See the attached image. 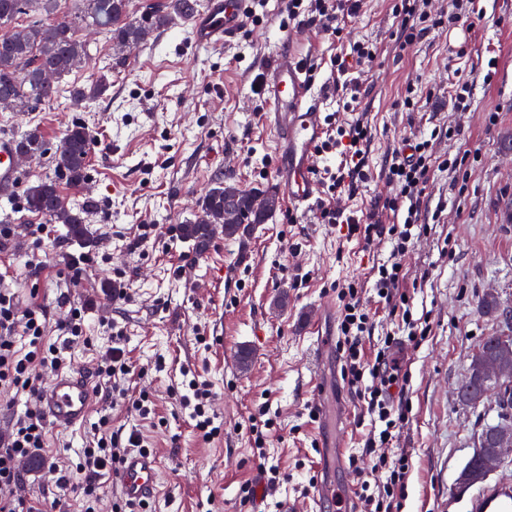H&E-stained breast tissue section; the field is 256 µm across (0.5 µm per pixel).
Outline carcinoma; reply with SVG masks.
<instances>
[{
	"mask_svg": "<svg viewBox=\"0 0 512 512\" xmlns=\"http://www.w3.org/2000/svg\"><path fill=\"white\" fill-rule=\"evenodd\" d=\"M59 0H0V112H24L51 101L58 93L56 80L72 72L92 57L90 44L74 35L76 25L96 28L110 35L118 53L131 45L144 43L149 35L169 26L175 20H189L199 8L198 0H165L148 4L141 14L130 15L129 0H81L69 15L58 10ZM25 22L18 25L19 18ZM109 87L106 73L87 85L69 90L71 103L91 108ZM90 133L82 123L71 125L55 156V175L46 177L26 191L28 210L41 213L67 228L70 239L87 245L92 242L85 209L67 205L60 195L58 179L78 186L87 177ZM21 151L39 153L43 139L37 129L23 134L17 142ZM262 189L248 193L224 183L218 177L213 187L198 200L199 215L180 227L181 238L192 244L199 255L210 247L213 239L245 237L252 225L263 224L271 212L257 214L251 210L252 197ZM238 197L237 206L243 221L227 224L224 200Z\"/></svg>",
	"mask_w": 512,
	"mask_h": 512,
	"instance_id": "cac0c4a2",
	"label": "carcinoma"
}]
</instances>
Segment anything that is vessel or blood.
<instances>
[{
	"label": "vessel or blood",
	"mask_w": 512,
	"mask_h": 512,
	"mask_svg": "<svg viewBox=\"0 0 512 512\" xmlns=\"http://www.w3.org/2000/svg\"><path fill=\"white\" fill-rule=\"evenodd\" d=\"M248 18V0H210L205 12L194 19L197 45L225 43L235 39ZM268 107L264 117L275 142V176L285 188L288 208L301 218L322 199L316 178L317 148L324 132L322 105L328 85L316 82L307 62L291 52L276 54L269 74L261 81ZM17 143L9 132H0V194L16 188ZM312 332L310 357L321 363L335 347L336 329L330 306H322L308 320ZM96 396L92 379L83 372L56 373L43 395L44 417L57 426H73L84 421ZM159 460L143 449L129 448L116 475L124 500L137 503L152 498L157 490ZM339 501L340 512H356L349 492H337L327 481H319L314 505ZM468 512H512V483L503 482L471 497Z\"/></svg>",
	"instance_id": "1"
}]
</instances>
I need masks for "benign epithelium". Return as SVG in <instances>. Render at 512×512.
<instances>
[{"label": "benign epithelium", "mask_w": 512, "mask_h": 512, "mask_svg": "<svg viewBox=\"0 0 512 512\" xmlns=\"http://www.w3.org/2000/svg\"><path fill=\"white\" fill-rule=\"evenodd\" d=\"M512 374V336L505 333L500 336L494 349L483 352L476 350L471 357L466 379L480 384L470 401L479 404L493 393H498L497 419L491 432L482 429L477 434L476 451L472 464L461 475L465 485H475L512 456V408L509 397L512 395L500 391L499 382L504 376Z\"/></svg>", "instance_id": "benign-epithelium-1"}]
</instances>
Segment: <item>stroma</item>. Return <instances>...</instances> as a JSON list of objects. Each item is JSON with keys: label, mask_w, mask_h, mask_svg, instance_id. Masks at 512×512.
I'll list each match as a JSON object with an SVG mask.
<instances>
[{"label": "stroma", "mask_w": 512, "mask_h": 512, "mask_svg": "<svg viewBox=\"0 0 512 512\" xmlns=\"http://www.w3.org/2000/svg\"><path fill=\"white\" fill-rule=\"evenodd\" d=\"M265 2L263 22L246 23L230 47L197 46L191 22L179 21L116 61L108 39L78 29L94 56L60 78L58 98L31 112H0L1 131L18 135L35 127L44 142L39 160L20 164L17 194L0 196L12 228L0 242L5 285L20 308L39 303L53 327L71 317L61 295L83 306L88 341L65 349L68 369L93 371L113 346L104 321L122 327L120 346L132 367L124 385L130 394L147 393L155 413L142 418L126 403L100 400L89 419L107 411L112 433L137 434L158 456L156 512H277L285 501L308 512L319 440H347L358 456L354 470L337 462V486L354 491L359 478L372 476L374 459L363 452L371 419L344 386L338 354L319 367L325 415L310 414L309 316L336 302L338 285L356 283L372 340L395 337L408 375L400 399L408 421L387 448L408 459L404 512H464L462 501L473 489L460 475L496 407L491 400L462 406L456 388L472 353L500 327L481 312V298L492 290L512 305V0H474L479 20L432 30L405 47L394 38L396 0H362L340 37L306 25L289 44L321 79L353 42L376 48L374 61L351 74L362 90L354 110H346L350 99L337 86L323 108L341 123L363 120L370 136V178L350 196L322 193L346 217L365 220L379 199L393 194L379 175L387 154L408 139L431 141L430 179L420 201L428 230L413 236L401 255H393L389 237L368 244L346 225L323 223L316 211L289 220L283 205L246 240L219 238L199 255L182 242L180 226L194 219L215 176L232 165L241 189L276 184L256 83L267 43L287 31L280 0ZM107 62L110 86L94 108L72 106L70 88L91 82ZM462 79L472 95L461 111L448 93ZM409 94L418 109L401 107ZM75 122L92 138L87 179L78 187L60 182L59 190L70 204L87 207L89 247L25 205L27 188L53 175L54 153ZM456 158L461 165L454 169L449 162ZM43 223L50 233L36 237L34 227ZM394 258L412 319L426 331L417 343L373 288L374 267ZM38 262L44 269L36 274L31 267ZM74 263L80 274L72 279L64 270ZM159 358L166 363L160 372L154 369ZM184 367L203 374L216 392L223 432L213 441L196 435L171 396ZM260 411L272 421L269 461L287 472L288 482L270 488L256 511L241 502L239 489L261 476L248 433L249 415ZM85 443L83 425L51 424L43 457L66 464L69 450ZM22 469L27 497L43 501L47 512H79L75 495L56 487L47 470L27 462Z\"/></svg>", "instance_id": "35a3bbf8"}]
</instances>
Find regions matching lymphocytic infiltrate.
<instances>
[{"label":"lymphocytic infiltrate","instance_id":"f902f5d3","mask_svg":"<svg viewBox=\"0 0 512 512\" xmlns=\"http://www.w3.org/2000/svg\"><path fill=\"white\" fill-rule=\"evenodd\" d=\"M428 0H398L394 15L398 20L396 39L401 44L412 43L417 37L441 28L444 23L457 24L469 18L471 8L467 0H455L449 16L431 13ZM357 0H287L286 16L290 22H299L301 15L318 23L331 34H340L338 14L346 10L356 12ZM368 131L363 124H356L347 139L329 135L320 150L330 153L338 146L348 145L352 163L347 174L332 175V190H342L346 179L364 178V152L362 143ZM428 141L418 142L409 156L399 153L389 155L383 165L387 180L397 187L394 197L385 199L383 209L406 211L403 226L393 237L394 254H402L412 237V230L420 219L419 204L428 183ZM354 284H347L342 291L343 313L339 324L338 348L343 359L341 378L359 398L367 404L373 422L379 423L378 434L365 442L366 451L376 454L375 470L385 472L386 480L377 485L361 482L358 499L361 512H401L405 497V479L408 471L405 456L395 458L379 453L381 445L389 443L392 432L407 422L405 409H393L386 394L406 377L401 364L393 353L392 338H385L373 362H365L363 339L368 330V314ZM62 344L51 343L47 335V318L43 311L33 307L22 311L17 307L8 289L0 290V389L25 395V408L15 414L6 436L0 438V512H44L41 501L25 497L20 489L23 477L19 471L22 460L42 453L45 446V418L39 408L41 383L39 372L59 369L62 347L81 340L84 319L81 308H73L70 322L62 326ZM182 390L179 404L193 422L203 440L218 436L221 426L214 410V395L210 383L191 370L182 372ZM108 415H100L92 424V435L82 448L75 462L53 469L57 486L72 489L82 504L84 512H94L93 503L100 488L103 472L114 471L121 461L118 436L108 431Z\"/></svg>","mask_w":512,"mask_h":512}]
</instances>
